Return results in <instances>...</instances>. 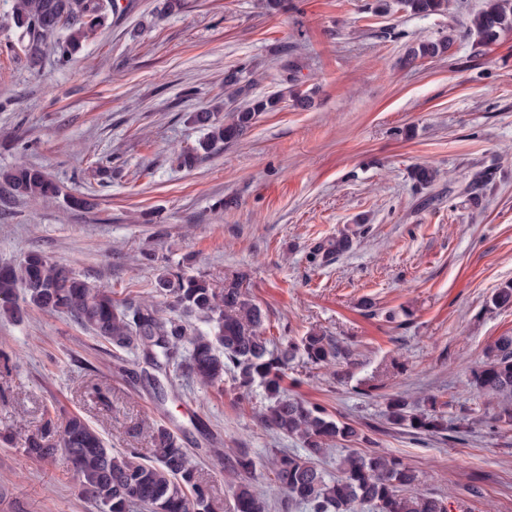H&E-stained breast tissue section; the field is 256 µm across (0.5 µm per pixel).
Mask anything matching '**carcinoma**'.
Wrapping results in <instances>:
<instances>
[{"label": "carcinoma", "mask_w": 512, "mask_h": 512, "mask_svg": "<svg viewBox=\"0 0 512 512\" xmlns=\"http://www.w3.org/2000/svg\"><path fill=\"white\" fill-rule=\"evenodd\" d=\"M381 10L395 9L420 17L441 15L448 0H380ZM116 11L114 0H16L13 22L23 38L25 54L37 58L42 44L54 38L53 52L60 64H68L83 42L107 25ZM465 30L477 37L480 46L491 48L512 30V0H484L470 16ZM455 42L453 28L435 40L407 48L404 65L446 53ZM282 97L254 99L232 111L229 122L217 113L200 110L191 120L206 130L198 145L179 155L188 165L198 154L211 153L218 145L241 137L259 114L275 110ZM0 182L8 194L22 198L63 197L74 209L88 201L63 192L40 168L16 166L0 171ZM349 247L348 237L330 240L316 248L325 257ZM159 287L170 297L168 307L175 315L162 317L153 305H123L112 292L92 285L72 268L30 252L17 264L0 266V313L17 320L20 303L64 313L97 338L120 349L140 348L159 368L186 373L204 388L224 387L230 374L239 399L246 401L253 388L263 391L265 408L258 418L277 435L298 439L304 454L278 448L268 460L272 481L292 501L308 512H355L362 504L374 512H448L444 501L412 493L419 481L416 470L387 452L361 453L348 449L339 461V475L327 474L320 466L338 442L365 441L354 424L340 420L318 404L288 397L284 378L288 364L296 359L312 365L350 361L351 352L330 336L312 332L300 341L281 345L263 336V314L251 302L238 279L224 283L217 292L201 276L164 270ZM194 317L207 325L203 331L188 321ZM472 386L497 400L489 427L512 425V335H502L487 345L484 360L472 372ZM428 407L418 409L393 395L387 399L386 420L394 428L413 436L448 430V422L430 397ZM154 454L145 458L136 449L115 452L100 433L77 414L58 419L47 417L43 431L30 437L26 452L37 459L61 457L77 482L80 497L97 512H210V489L196 478L187 449L165 425L151 434ZM256 461L246 450L234 458L233 470L247 477ZM233 512H266L265 502L249 483L230 486Z\"/></svg>", "instance_id": "1"}]
</instances>
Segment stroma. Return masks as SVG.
Returning a JSON list of instances; mask_svg holds the SVG:
<instances>
[{
	"instance_id": "stroma-1",
	"label": "stroma",
	"mask_w": 512,
	"mask_h": 512,
	"mask_svg": "<svg viewBox=\"0 0 512 512\" xmlns=\"http://www.w3.org/2000/svg\"><path fill=\"white\" fill-rule=\"evenodd\" d=\"M367 0H119L121 11L62 67L52 51L30 64L0 0V169L42 167L65 192L89 197L0 201V263L31 251L74 268L120 303L163 304L172 267L212 288L241 278L267 337L319 332L349 363H290V397L354 421L364 452L400 457L418 490L448 512H512V426L489 429L488 396L469 384L488 344L512 335V307L491 303L512 284V32L482 49L461 27L483 0H448L443 15L380 14ZM457 28L443 56L413 69L408 45ZM246 67V100L279 95L237 141L180 164L203 130L192 112L228 101L224 72ZM309 94L294 106L289 93ZM110 157L111 170L96 171ZM438 171L428 186L414 167ZM495 171L480 200L465 188ZM350 249L325 261L319 242ZM140 353L112 345L65 314L25 308L0 317V512H94L62 461L28 456L46 407L75 412L109 448L151 455L149 434L180 437L208 484L211 512H233L228 462L250 476L269 512H307L272 481V449L298 440L264 428L265 400L186 375L161 378L157 399ZM108 391L95 397L93 386ZM438 400L448 432L390 428L388 397Z\"/></svg>"
}]
</instances>
